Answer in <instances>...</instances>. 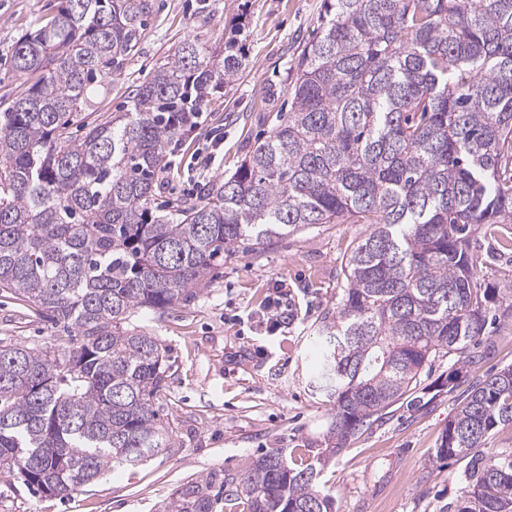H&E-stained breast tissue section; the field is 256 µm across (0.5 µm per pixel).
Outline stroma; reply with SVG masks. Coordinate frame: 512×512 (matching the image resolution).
<instances>
[{"label":"stroma","instance_id":"stroma-1","mask_svg":"<svg viewBox=\"0 0 512 512\" xmlns=\"http://www.w3.org/2000/svg\"><path fill=\"white\" fill-rule=\"evenodd\" d=\"M136 52L84 118L102 123L131 109L129 91L150 77L182 42L219 47L239 30L246 67L214 94L195 128L171 146L162 197L178 202L205 183L233 174L288 107L296 61L317 36L323 0H150ZM62 0H0V111L29 86L14 75L11 48L36 21L53 17ZM367 231L363 224H309L284 237L236 246L187 301L136 319L165 346V388L156 399L170 445L134 467H119L60 499L0 482V512H164L178 490L206 477L222 478L272 448L284 455L319 448L332 407L310 387L325 311L335 309L345 279L342 265ZM478 233L479 253L493 251L481 280L512 278V249ZM287 310L279 330L269 306ZM10 293L0 291V346L67 340ZM461 390L421 408L394 406L384 422L330 457L319 478L335 512H448L465 486L464 464L435 451Z\"/></svg>","mask_w":512,"mask_h":512}]
</instances>
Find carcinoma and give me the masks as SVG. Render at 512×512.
Listing matches in <instances>:
<instances>
[{"instance_id":"carcinoma-1","label":"carcinoma","mask_w":512,"mask_h":512,"mask_svg":"<svg viewBox=\"0 0 512 512\" xmlns=\"http://www.w3.org/2000/svg\"><path fill=\"white\" fill-rule=\"evenodd\" d=\"M149 0H63L13 48L37 79L0 112V290L71 336L0 348V478L71 498L168 446L153 408L166 348L134 317L192 296L224 253L305 224H367L344 261L336 316L321 318L314 388L333 402L323 451L273 448L224 475L246 512H333L317 479L398 402L420 405L435 358L457 365L512 326V283L480 282L479 228L512 223V0H324L283 117L235 173L170 210L159 175L245 54L186 41L130 90L132 110L70 126L135 53ZM512 365L469 383L436 458L466 462L455 512H512ZM210 483L165 512H215Z\"/></svg>"}]
</instances>
